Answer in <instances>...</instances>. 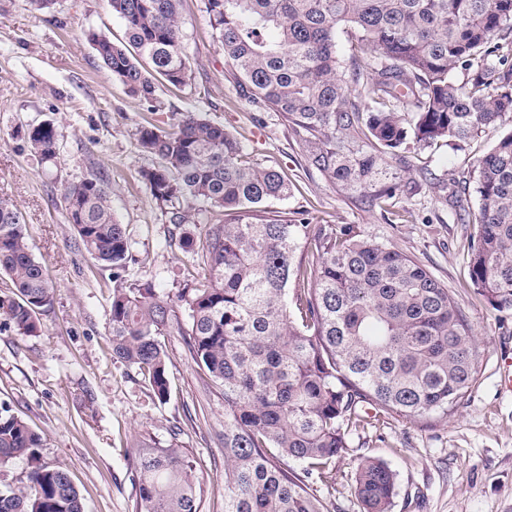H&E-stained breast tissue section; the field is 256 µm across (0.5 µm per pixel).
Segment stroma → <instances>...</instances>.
<instances>
[{
    "mask_svg": "<svg viewBox=\"0 0 512 512\" xmlns=\"http://www.w3.org/2000/svg\"><path fill=\"white\" fill-rule=\"evenodd\" d=\"M184 21L190 80L179 89L157 82L147 101L113 80L90 42L94 33L124 36L108 0H57L48 11L0 0V198L22 211L34 254L55 284L38 335H16L0 321V406L43 436L45 462L69 469L86 512H131L138 487L130 451L141 441L187 449L206 480L202 512H224L222 393L174 331L161 338L170 359L167 402L152 398L135 369L113 361L112 271L79 246L61 204L65 186L91 171L103 175L131 241L124 284L148 282L176 296L196 273L180 238L203 236L207 227L184 228L162 214L139 179L156 160L140 151L137 131L200 112L237 135L252 162L276 166L293 182L273 210L323 226L355 224L414 256L455 295L483 348L474 387L450 414L425 425L378 416L349 433L335 483L313 486L324 512H360L351 473L364 458L396 471L391 512H512V393L502 388L512 314L474 293L467 253L474 227L461 223L449 200L451 174L486 152L501 127L417 150L407 167L392 162L405 186L399 203L411 217L391 222L309 166L279 113L256 107L214 39L202 0H185ZM44 121L54 123L60 142L56 164L46 166L24 137L27 125Z\"/></svg>",
    "mask_w": 512,
    "mask_h": 512,
    "instance_id": "obj_1",
    "label": "stroma"
}]
</instances>
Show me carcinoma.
I'll return each instance as SVG.
<instances>
[{
  "label": "carcinoma",
  "instance_id": "obj_1",
  "mask_svg": "<svg viewBox=\"0 0 512 512\" xmlns=\"http://www.w3.org/2000/svg\"><path fill=\"white\" fill-rule=\"evenodd\" d=\"M183 0H109L124 39L91 35L112 78L146 100L153 77L190 80L183 52ZM225 60L254 101L280 114L309 165L372 208L403 194L390 172L408 145L466 140L512 125V0H203ZM355 39L348 58L338 32ZM461 68L466 79L452 73ZM31 153L55 162L53 123L28 128ZM157 164L142 182L173 224L206 235L180 238L204 271L176 298L125 287V225L106 180L90 172L62 203L85 251L113 270L112 358L141 374L155 398L170 395L160 337L175 330L224 395V512H323L312 484L333 478L347 431L376 412L424 421L471 390L483 357L458 301L418 260L355 224L327 231L267 209L290 187L274 166L245 157L239 139L196 112L169 129L138 131ZM478 198L467 213L476 294L512 310V130L464 163ZM0 274L10 293L0 316L20 336L41 332L55 287L33 254L25 218L0 198ZM44 439L0 410V467L26 461L21 485L0 490V512H85L62 465L42 459ZM132 512H201L203 483L172 444L133 449ZM305 465L304 477L288 462ZM396 472L363 459L354 473L363 512H390Z\"/></svg>",
  "mask_w": 512,
  "mask_h": 512
}]
</instances>
